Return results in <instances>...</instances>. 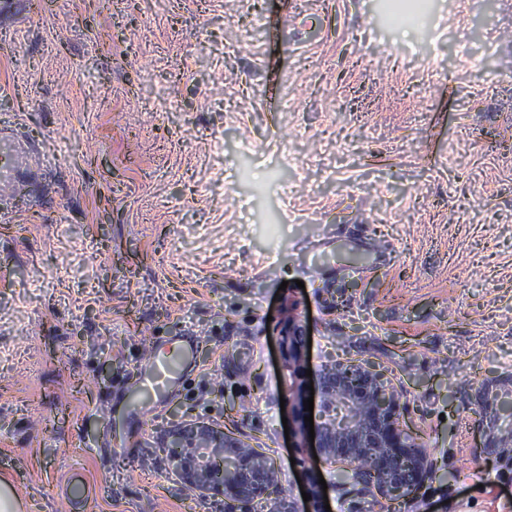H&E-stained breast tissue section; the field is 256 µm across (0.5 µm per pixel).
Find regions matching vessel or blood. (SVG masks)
Returning <instances> with one entry per match:
<instances>
[{
	"label": "vessel or blood",
	"instance_id": "1",
	"mask_svg": "<svg viewBox=\"0 0 512 512\" xmlns=\"http://www.w3.org/2000/svg\"><path fill=\"white\" fill-rule=\"evenodd\" d=\"M34 152V146L19 139L10 125H0L1 199L14 197L19 186L29 178L31 169L24 161ZM195 343V338L182 337L176 357L165 364L158 360V342L150 343L137 378L124 389L123 399L134 419L145 420L178 390L186 373L195 367Z\"/></svg>",
	"mask_w": 512,
	"mask_h": 512
}]
</instances>
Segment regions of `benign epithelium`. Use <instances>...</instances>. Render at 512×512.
Masks as SVG:
<instances>
[{
	"label": "benign epithelium",
	"instance_id": "7a95c632",
	"mask_svg": "<svg viewBox=\"0 0 512 512\" xmlns=\"http://www.w3.org/2000/svg\"><path fill=\"white\" fill-rule=\"evenodd\" d=\"M284 368L288 369V400L301 413L305 393L298 381L302 340L298 328L286 322L281 330ZM319 399L320 416L312 447L319 460L336 464L352 476L374 486L382 496L396 501L411 495L429 475V460L400 422L399 396L383 375L367 363L329 364L312 378ZM344 406L353 417H334L333 408ZM211 441L218 448H232L243 457L259 454L242 440L208 426H190L172 436V446L189 447L191 441ZM208 461L199 462L191 484L210 490ZM235 501L248 503L276 494L278 469L269 460L254 472L231 470L227 474Z\"/></svg>",
	"mask_w": 512,
	"mask_h": 512
}]
</instances>
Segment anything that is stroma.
Listing matches in <instances>:
<instances>
[{
    "label": "stroma",
    "mask_w": 512,
    "mask_h": 512,
    "mask_svg": "<svg viewBox=\"0 0 512 512\" xmlns=\"http://www.w3.org/2000/svg\"><path fill=\"white\" fill-rule=\"evenodd\" d=\"M2 32L0 121L64 157L0 218L23 512H271L189 488L168 446L196 423L313 512L280 407L290 316L303 369L375 365L431 460L393 503L323 466L331 512H512V0H434L417 30L379 0H24ZM188 333L198 368L146 431L104 420L148 340Z\"/></svg>",
    "instance_id": "35a3bbf8"
}]
</instances>
